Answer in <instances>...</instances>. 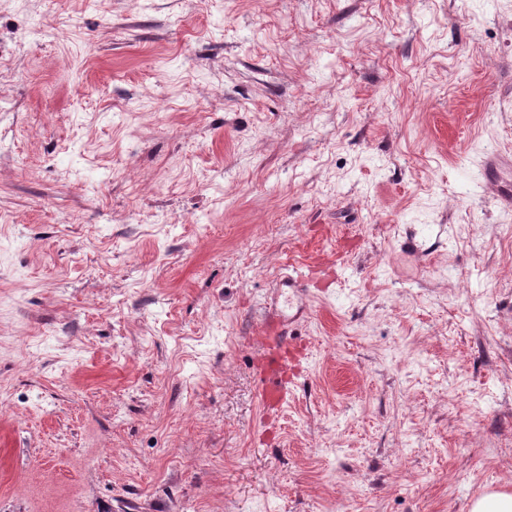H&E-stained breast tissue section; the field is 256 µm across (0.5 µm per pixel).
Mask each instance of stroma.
Wrapping results in <instances>:
<instances>
[{"instance_id": "35a3bbf8", "label": "stroma", "mask_w": 512, "mask_h": 512, "mask_svg": "<svg viewBox=\"0 0 512 512\" xmlns=\"http://www.w3.org/2000/svg\"><path fill=\"white\" fill-rule=\"evenodd\" d=\"M512 0H0V512L512 492ZM326 277L264 410L261 313ZM478 185L512 206V157L497 151L482 152L476 161Z\"/></svg>"}]
</instances>
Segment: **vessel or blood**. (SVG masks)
<instances>
[{
	"instance_id": "1",
	"label": "vessel or blood",
	"mask_w": 512,
	"mask_h": 512,
	"mask_svg": "<svg viewBox=\"0 0 512 512\" xmlns=\"http://www.w3.org/2000/svg\"><path fill=\"white\" fill-rule=\"evenodd\" d=\"M479 187L496 194L512 206V157L494 150L482 152L476 161ZM313 269L291 268L276 280L277 303L268 307L263 320L264 354L259 366V399L266 410L275 411L286 404L293 385L302 347L292 335V324L305 311L303 296L314 284Z\"/></svg>"
}]
</instances>
